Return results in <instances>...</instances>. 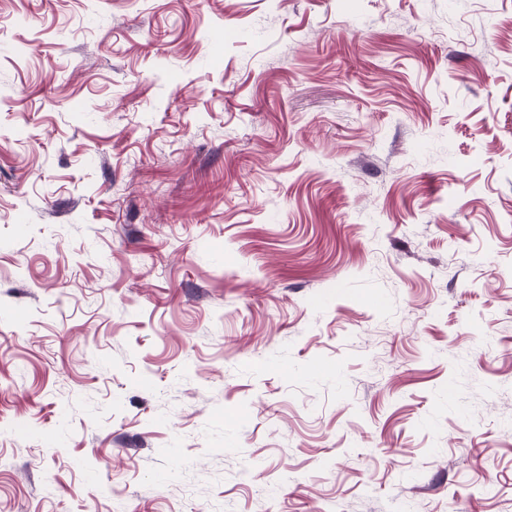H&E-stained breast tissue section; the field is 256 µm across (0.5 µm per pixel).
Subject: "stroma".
Wrapping results in <instances>:
<instances>
[{
  "label": "stroma",
  "instance_id": "35a3bbf8",
  "mask_svg": "<svg viewBox=\"0 0 512 512\" xmlns=\"http://www.w3.org/2000/svg\"><path fill=\"white\" fill-rule=\"evenodd\" d=\"M0 512H512V0H0Z\"/></svg>",
  "mask_w": 512,
  "mask_h": 512
}]
</instances>
